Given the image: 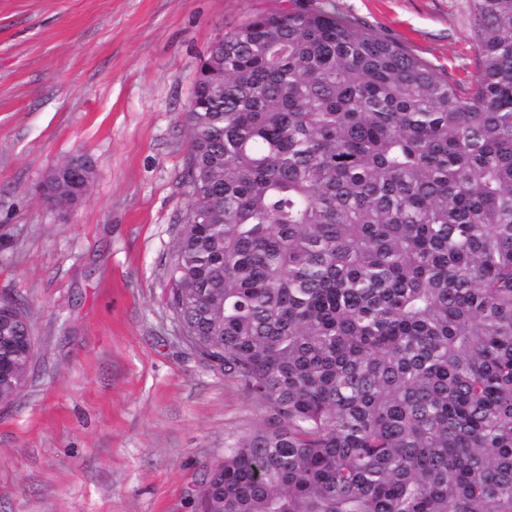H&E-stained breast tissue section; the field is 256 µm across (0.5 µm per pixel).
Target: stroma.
Returning a JSON list of instances; mask_svg holds the SVG:
<instances>
[{"label":"stroma","instance_id":"obj_1","mask_svg":"<svg viewBox=\"0 0 512 512\" xmlns=\"http://www.w3.org/2000/svg\"><path fill=\"white\" fill-rule=\"evenodd\" d=\"M444 76L476 68L470 0H332ZM288 0H0V300L35 357L0 405V512H192L265 410L192 355L165 303L189 201L184 110L211 43ZM79 155L85 198L44 185ZM90 180L88 179L87 184H72L63 179L62 183L52 184L48 183V193L46 196L47 201L55 206L67 205L70 201V196L82 195L88 190ZM84 195L78 198L75 202L77 203Z\"/></svg>","mask_w":512,"mask_h":512}]
</instances>
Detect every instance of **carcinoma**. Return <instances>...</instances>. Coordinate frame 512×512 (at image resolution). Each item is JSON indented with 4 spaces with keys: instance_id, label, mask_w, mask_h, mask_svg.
Returning <instances> with one entry per match:
<instances>
[{
    "instance_id": "obj_1",
    "label": "carcinoma",
    "mask_w": 512,
    "mask_h": 512,
    "mask_svg": "<svg viewBox=\"0 0 512 512\" xmlns=\"http://www.w3.org/2000/svg\"><path fill=\"white\" fill-rule=\"evenodd\" d=\"M470 25L453 81L318 0L211 46L165 299L269 418L195 512H512V0ZM29 335L0 305V398Z\"/></svg>"
}]
</instances>
